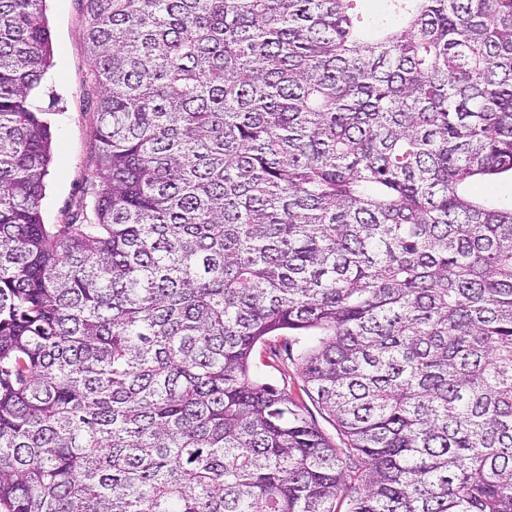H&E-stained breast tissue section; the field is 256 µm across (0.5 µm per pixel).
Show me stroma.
Segmentation results:
<instances>
[{
	"label": "stroma",
	"mask_w": 512,
	"mask_h": 512,
	"mask_svg": "<svg viewBox=\"0 0 512 512\" xmlns=\"http://www.w3.org/2000/svg\"><path fill=\"white\" fill-rule=\"evenodd\" d=\"M53 59L31 97L52 131V161L40 201L44 223L89 219L101 186L96 178L97 92L86 44L83 0H47ZM297 349L281 352L278 368L269 353L256 348V373L277 388L303 396L304 378Z\"/></svg>",
	"instance_id": "obj_1"
}]
</instances>
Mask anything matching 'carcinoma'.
<instances>
[{"label":"carcinoma","instance_id":"1","mask_svg":"<svg viewBox=\"0 0 512 512\" xmlns=\"http://www.w3.org/2000/svg\"><path fill=\"white\" fill-rule=\"evenodd\" d=\"M0 0V512H512V0H85L94 221ZM305 336L306 407L253 373ZM469 192L478 198L501 200L510 204L512 201V179H476L470 182Z\"/></svg>","mask_w":512,"mask_h":512}]
</instances>
